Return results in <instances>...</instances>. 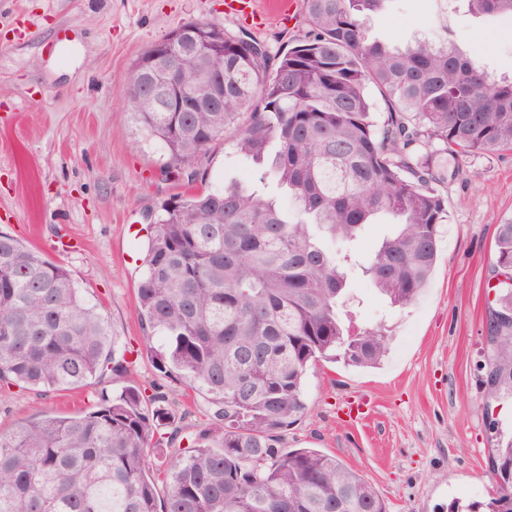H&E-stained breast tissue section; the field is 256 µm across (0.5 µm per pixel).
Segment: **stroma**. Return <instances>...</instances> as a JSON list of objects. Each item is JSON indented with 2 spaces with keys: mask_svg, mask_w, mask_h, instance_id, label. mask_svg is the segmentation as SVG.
<instances>
[{
  "mask_svg": "<svg viewBox=\"0 0 512 512\" xmlns=\"http://www.w3.org/2000/svg\"><path fill=\"white\" fill-rule=\"evenodd\" d=\"M438 12V0H398L373 18L372 30L402 47L419 32L438 35ZM198 19L246 31L274 51L308 30L297 5L286 15L266 11L252 24L227 14L224 0H0V232L63 264L137 350L136 381L175 409L177 423L166 436L181 449L210 427V404L157 370L136 289L147 227L185 187L161 179L165 157L134 134L120 91L146 49ZM448 28L480 66L512 76V31L471 17L464 0L449 9ZM63 31L68 41L61 46ZM196 169L209 189L256 178L252 162L221 139ZM440 192L449 222L420 297L400 308L367 280L354 284L356 324L381 327L386 357L371 368L339 361L310 369L307 410L283 432L285 447L336 455L363 475L389 512H448L452 501L484 503L497 491L488 466L497 438L477 365L497 275L496 226L512 218V151L470 158ZM126 383L112 374L43 396L0 392V429L41 412L75 413L101 389Z\"/></svg>",
  "mask_w": 512,
  "mask_h": 512,
  "instance_id": "1",
  "label": "stroma"
}]
</instances>
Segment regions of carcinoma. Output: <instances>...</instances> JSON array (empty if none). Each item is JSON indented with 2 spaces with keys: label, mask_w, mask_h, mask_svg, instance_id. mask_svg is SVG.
Returning a JSON list of instances; mask_svg holds the SVG:
<instances>
[{
  "label": "carcinoma",
  "mask_w": 512,
  "mask_h": 512,
  "mask_svg": "<svg viewBox=\"0 0 512 512\" xmlns=\"http://www.w3.org/2000/svg\"><path fill=\"white\" fill-rule=\"evenodd\" d=\"M394 0H302L305 37L272 54L245 32L207 20L184 27L224 52L150 46L122 90L123 116L166 155L164 178L196 180L209 145L236 150L291 200L249 183L193 191L153 224L138 311L162 339L156 366L208 396L214 423L198 445L153 468L148 449L175 422L129 385L102 392L73 416L42 413L0 432V512H389L362 475L314 448L281 447L305 413L304 379L319 360L370 367L387 352L375 328L345 310L356 274L404 307L428 285L448 211L438 186L472 155L512 150V78L496 77L455 44L391 47L369 21ZM512 22V0H463ZM168 57L179 88L155 80ZM209 71L224 90L210 106L192 95ZM376 91L387 107L373 120ZM451 156L452 170L434 158ZM394 232L366 258L354 245L374 218ZM495 262L512 268V218L496 225ZM494 320L478 371L485 400L512 402V283L494 288ZM128 349L62 265L0 232V385L47 394L109 371L129 372ZM492 478L512 485V434L490 420ZM167 491L159 495L158 482ZM448 512H512L498 495Z\"/></svg>",
  "instance_id": "cac0c4a2"
}]
</instances>
